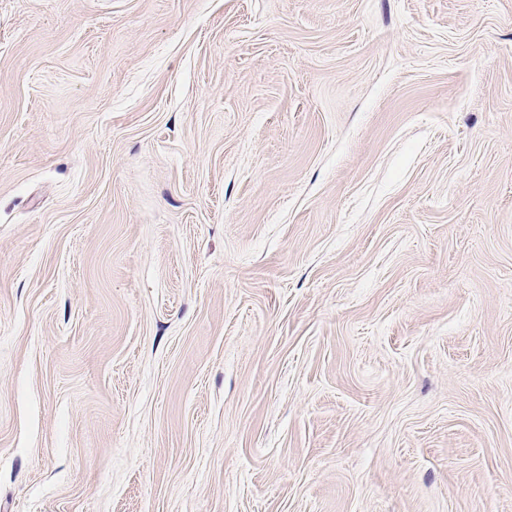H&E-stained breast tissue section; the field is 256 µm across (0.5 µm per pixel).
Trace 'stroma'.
Here are the masks:
<instances>
[{"instance_id": "stroma-1", "label": "stroma", "mask_w": 512, "mask_h": 512, "mask_svg": "<svg viewBox=\"0 0 512 512\" xmlns=\"http://www.w3.org/2000/svg\"><path fill=\"white\" fill-rule=\"evenodd\" d=\"M0 512H512V0H0Z\"/></svg>"}]
</instances>
